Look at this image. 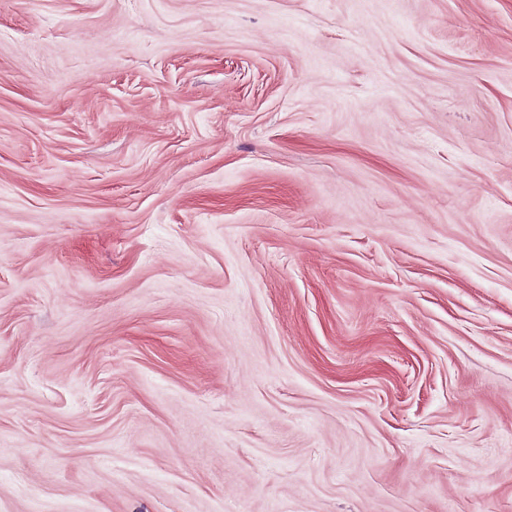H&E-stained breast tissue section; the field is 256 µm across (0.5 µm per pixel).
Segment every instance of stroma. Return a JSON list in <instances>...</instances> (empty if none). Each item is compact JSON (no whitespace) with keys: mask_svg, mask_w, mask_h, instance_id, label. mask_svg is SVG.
I'll list each match as a JSON object with an SVG mask.
<instances>
[{"mask_svg":"<svg viewBox=\"0 0 512 512\" xmlns=\"http://www.w3.org/2000/svg\"><path fill=\"white\" fill-rule=\"evenodd\" d=\"M0 512H512V0H0Z\"/></svg>","mask_w":512,"mask_h":512,"instance_id":"1","label":"stroma"}]
</instances>
